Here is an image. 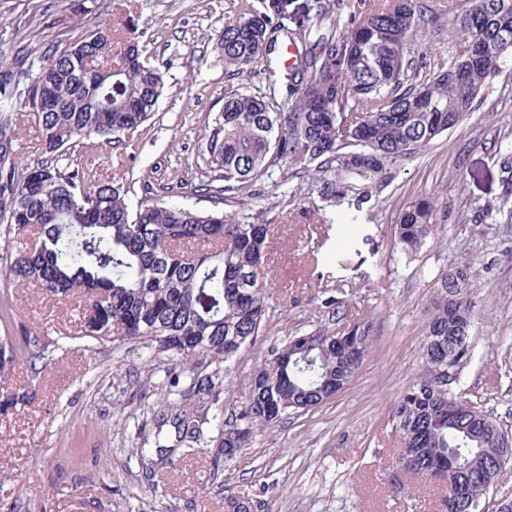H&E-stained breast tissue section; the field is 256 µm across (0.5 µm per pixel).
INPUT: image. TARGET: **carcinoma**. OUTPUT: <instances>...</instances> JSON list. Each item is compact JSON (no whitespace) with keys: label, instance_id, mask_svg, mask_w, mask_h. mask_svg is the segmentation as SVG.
Masks as SVG:
<instances>
[{"label":"carcinoma","instance_id":"cac0c4a2","mask_svg":"<svg viewBox=\"0 0 512 512\" xmlns=\"http://www.w3.org/2000/svg\"><path fill=\"white\" fill-rule=\"evenodd\" d=\"M419 0H325L314 18L290 29L282 5L264 2L224 25L217 48L230 76L263 71L264 91L230 93L207 139L214 181L194 191L212 208L168 206L145 196L130 208L128 190L88 165L64 170L59 158L100 140L134 151V134L155 114L166 65L141 54L138 38L87 30L46 62L0 71V103L28 108L41 130L44 158L16 175L13 118L0 113V219L34 243L10 253L5 277L60 299L87 296L83 337L103 345L139 340L198 370L182 400L205 399L213 412L164 401L154 447L142 448L145 474L174 457L215 448L212 469L246 447L254 429L311 410L339 393L372 346L369 324L323 329L271 347L255 369L238 412L219 403L221 364L267 334L266 268L270 225L224 212V203L282 161L313 174L324 199L372 197L397 162L456 127L477 106L488 80L512 54V0H465L456 26L467 41L448 66L420 75L411 57L425 19ZM347 14V26L323 29ZM292 48V63L272 54ZM48 98L53 107L36 112ZM436 197L407 206L395 225L405 251L440 231ZM465 259L435 280L422 343L423 370L400 395L390 422L400 440L398 467L438 481L453 512H478L512 457L507 429L491 413L455 394L452 385L472 355L480 305ZM45 359L38 336L0 339V371L19 357ZM215 366L210 372L204 368ZM169 428L163 432V428Z\"/></svg>","mask_w":512,"mask_h":512}]
</instances>
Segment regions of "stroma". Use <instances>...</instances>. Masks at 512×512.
Returning a JSON list of instances; mask_svg holds the SVG:
<instances>
[{
    "label": "stroma",
    "mask_w": 512,
    "mask_h": 512,
    "mask_svg": "<svg viewBox=\"0 0 512 512\" xmlns=\"http://www.w3.org/2000/svg\"><path fill=\"white\" fill-rule=\"evenodd\" d=\"M437 17L414 46L428 62L455 59L464 40L454 18L464 0H421ZM260 0H0V68H39L49 47L77 40L94 22L135 21L145 56L167 65L153 118L136 153L104 143L61 158L90 161L119 180L138 206L153 187L171 206L209 209L194 185L214 173L203 159L213 121L230 92L260 91L258 80L227 76L216 49L224 24ZM512 57L478 97L475 112L398 163L362 205L323 201L308 179L269 169L226 211L284 226L269 259L268 334L222 364L226 411L240 407L253 371L273 344L324 328L372 324L373 347L350 384L315 409L257 428L223 467L206 455L175 458L150 478L140 447L154 433L173 358L142 344L91 347L81 339L83 301L43 295L0 278V336L49 343L47 363L0 372V512H224L231 493L261 512H445L436 483L407 495L392 465L390 415L422 370L421 346L436 277L469 258L480 301L472 357L453 390L512 426ZM439 198L443 230L404 253L393 226L416 197ZM344 304L326 307L331 290Z\"/></svg>",
    "instance_id": "obj_1"
}]
</instances>
